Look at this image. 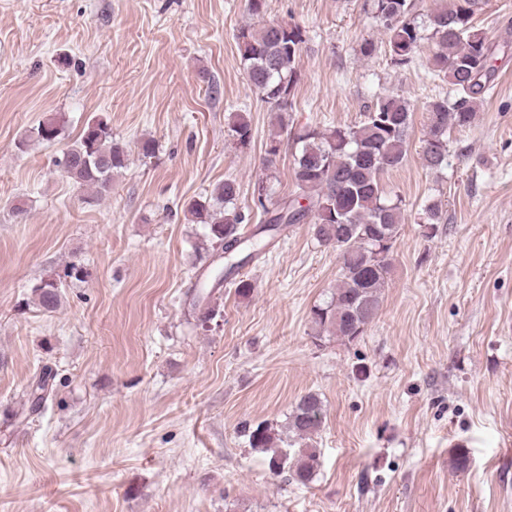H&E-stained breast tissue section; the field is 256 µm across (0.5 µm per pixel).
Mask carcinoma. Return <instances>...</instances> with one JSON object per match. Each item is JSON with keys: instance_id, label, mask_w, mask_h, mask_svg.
<instances>
[{"instance_id": "1", "label": "carcinoma", "mask_w": 512, "mask_h": 512, "mask_svg": "<svg viewBox=\"0 0 512 512\" xmlns=\"http://www.w3.org/2000/svg\"><path fill=\"white\" fill-rule=\"evenodd\" d=\"M478 9L480 0H450L420 22L414 14V0H365V12L383 29L390 64L409 65L426 41L432 46L429 73L448 81L455 92L451 99L439 97L426 105L420 156L423 166L432 171L447 166L448 131L472 122L498 71L496 61L502 49L475 24ZM236 40L249 83L277 113V129L266 148L267 154L275 155L288 130L286 115L293 110L304 31L297 25L265 22L258 28H241ZM412 116L407 100L387 95L367 106L353 126L295 134L294 193L270 208L267 187L262 183L255 187L253 203L261 208L264 219L247 235L241 233V226L250 218L238 206L241 187L237 179L227 177L206 196L189 200L185 211L193 223L203 225L212 250L222 246L211 283L202 284L194 297L198 321L204 325L215 319L217 311L208 303L212 291L235 279L264 248L266 239L290 224L308 223L319 243L336 248L341 270L329 299L312 310L313 323L344 342L362 336L380 310L393 243L405 223V202L397 194L385 193L381 175L402 165ZM232 132L239 146L249 145L252 131L244 116L233 122ZM61 133L62 126L48 120L32 128L29 137L51 143ZM127 160L124 148L112 141V128L96 120L85 126L58 165L73 184L90 191L84 200L91 204L109 191L112 171L125 167ZM62 288L63 281L48 279L33 292L39 306L50 313L60 305ZM52 379L46 369L32 378L21 414L34 413L46 403ZM323 421L322 400L308 393L293 407L287 429L293 438L308 441ZM247 433L251 448L270 453L272 473L289 472L302 485L311 482L320 465L317 449L307 444L291 456L276 447L275 433L262 423Z\"/></svg>"}]
</instances>
